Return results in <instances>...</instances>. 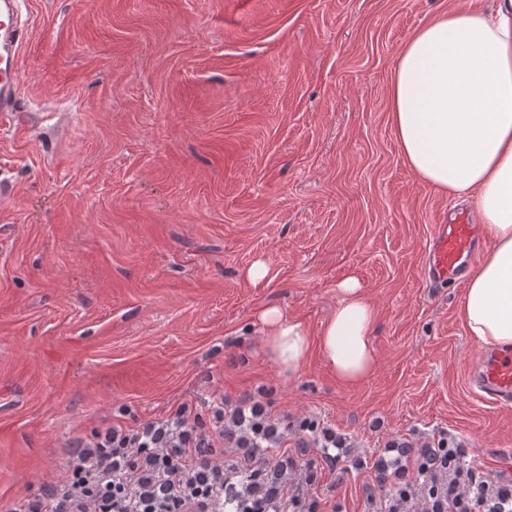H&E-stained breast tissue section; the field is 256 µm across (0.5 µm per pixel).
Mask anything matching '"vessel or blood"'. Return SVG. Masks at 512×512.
Masks as SVG:
<instances>
[{
  "mask_svg": "<svg viewBox=\"0 0 512 512\" xmlns=\"http://www.w3.org/2000/svg\"><path fill=\"white\" fill-rule=\"evenodd\" d=\"M24 7L25 0H0V113L19 109ZM477 242V225L456 216L436 225L427 249L428 279L433 282L461 279L476 257ZM473 380L492 402L512 403V352L486 348Z\"/></svg>",
  "mask_w": 512,
  "mask_h": 512,
  "instance_id": "b4317fda",
  "label": "vessel or blood"
}]
</instances>
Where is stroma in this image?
Segmentation results:
<instances>
[{"label": "stroma", "mask_w": 512, "mask_h": 512, "mask_svg": "<svg viewBox=\"0 0 512 512\" xmlns=\"http://www.w3.org/2000/svg\"><path fill=\"white\" fill-rule=\"evenodd\" d=\"M494 0H29L21 109L0 114V507L63 478L126 406L261 404L314 460L316 512H378L392 442L439 437L512 481V409L480 397L463 284L422 262L439 216L390 122L406 40ZM264 287L245 272L256 260ZM356 277L377 362L339 382L266 355L277 306L317 331ZM310 418L344 439L326 463Z\"/></svg>", "instance_id": "35a3bbf8"}]
</instances>
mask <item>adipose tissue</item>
I'll return each mask as SVG.
<instances>
[{
  "mask_svg": "<svg viewBox=\"0 0 512 512\" xmlns=\"http://www.w3.org/2000/svg\"><path fill=\"white\" fill-rule=\"evenodd\" d=\"M391 125L423 183L471 202L488 245L465 283L460 314L470 335L512 348V0L493 11L441 15L403 45L392 72ZM317 333L282 309L260 315L264 347L295 375L319 351L337 380L355 384L376 363L374 307L356 278L338 286Z\"/></svg>",
  "mask_w": 512,
  "mask_h": 512,
  "instance_id": "1",
  "label": "adipose tissue"
}]
</instances>
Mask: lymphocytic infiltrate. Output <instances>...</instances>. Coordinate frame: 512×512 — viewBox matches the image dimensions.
<instances>
[{
	"mask_svg": "<svg viewBox=\"0 0 512 512\" xmlns=\"http://www.w3.org/2000/svg\"><path fill=\"white\" fill-rule=\"evenodd\" d=\"M224 406L202 420L191 403L131 426L116 419L77 439L67 477L14 502L9 512H315V462L238 449L224 462ZM279 488L261 497L254 476ZM385 512H512V483L472 481L462 466L430 470Z\"/></svg>",
	"mask_w": 512,
	"mask_h": 512,
	"instance_id": "lymphocytic-infiltrate-1",
	"label": "lymphocytic infiltrate"
}]
</instances>
